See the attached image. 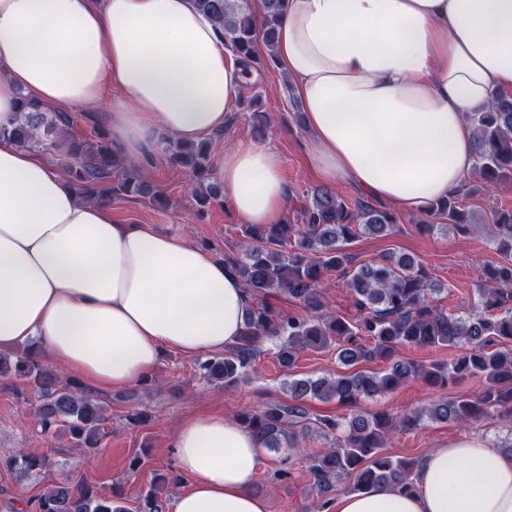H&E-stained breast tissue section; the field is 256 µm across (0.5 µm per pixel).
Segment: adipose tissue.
Here are the masks:
<instances>
[{
	"mask_svg": "<svg viewBox=\"0 0 512 512\" xmlns=\"http://www.w3.org/2000/svg\"><path fill=\"white\" fill-rule=\"evenodd\" d=\"M309 155L408 212L458 195L476 162L466 116L512 96V0H286L274 48ZM243 62L194 0H0V125L19 96L94 107L122 156L165 136L216 138L240 105ZM224 198L248 224L287 205L283 159L243 137L217 151ZM251 297L207 251L81 200L39 152L0 139V351L27 344L99 390L141 382L166 352L236 343ZM189 487L174 512H268L257 439L221 414L173 436ZM332 512H512V455L474 436L439 444L410 487L341 492Z\"/></svg>",
	"mask_w": 512,
	"mask_h": 512,
	"instance_id": "1",
	"label": "adipose tissue"
}]
</instances>
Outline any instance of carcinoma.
Returning <instances> with one entry per match:
<instances>
[{
  "instance_id": "1",
  "label": "carcinoma",
  "mask_w": 512,
  "mask_h": 512,
  "mask_svg": "<svg viewBox=\"0 0 512 512\" xmlns=\"http://www.w3.org/2000/svg\"><path fill=\"white\" fill-rule=\"evenodd\" d=\"M196 7L221 27L224 42L247 66L257 71L266 65L265 52L272 50L284 0H195ZM13 122L0 126V138L25 148H40L66 140V176L84 199L110 200L114 196L141 197L158 202L162 192L143 179L137 165L120 157L112 137L96 131L91 137L70 134L75 117L51 112L20 96ZM476 135L473 174L493 186L512 179V98L494 97L488 110L468 116ZM164 150L190 169L199 180L196 204L208 207L224 197V189L211 177L212 144L167 142ZM420 226L429 231L448 230L469 235L476 224L461 207L458 197L439 201L422 211ZM301 224H248V239L241 254L224 257L253 304L245 329L235 345L221 358L199 364L207 379L226 387L245 378L267 337L279 340L277 356L292 367L304 350H334L349 374L325 378H294L288 381L292 403L269 404L264 410L247 411L239 422L270 451L294 449L299 435L308 429L309 398L355 406L397 388L416 377L431 384L458 383L480 375L488 383L484 395L438 401L393 417L386 412L354 413L348 419H319L316 428L336 434L332 446L310 458L313 484L321 497L314 507L323 512L329 496L342 484L351 492L371 486L408 485L418 467L414 460L394 459L383 452L389 433L413 428L423 421L465 424L492 411L512 416V210L492 212L486 243L502 261L481 271L478 303L463 314H449L429 297L442 292L432 283L422 263L410 256L388 255L376 262L353 265L346 245L363 235L389 236L397 224L387 210L368 205L351 206L330 189H316L302 209ZM344 278L355 314L329 312L320 288L331 273ZM287 295L304 306L302 314H281L269 300ZM371 345H366V342ZM457 346L464 352L448 364L430 366L391 359L398 346ZM389 361L375 371L357 365L374 359ZM0 378L30 385L37 396V423L44 433H64L73 447L85 452L101 445L105 436L107 408L101 400L72 378H63L38 360L34 353H0ZM45 455L20 450L6 468L27 475L47 468ZM167 499L157 489L147 492L138 512H166ZM30 512H126L119 499L107 497L89 483L63 480L37 499L28 502Z\"/></svg>"
}]
</instances>
